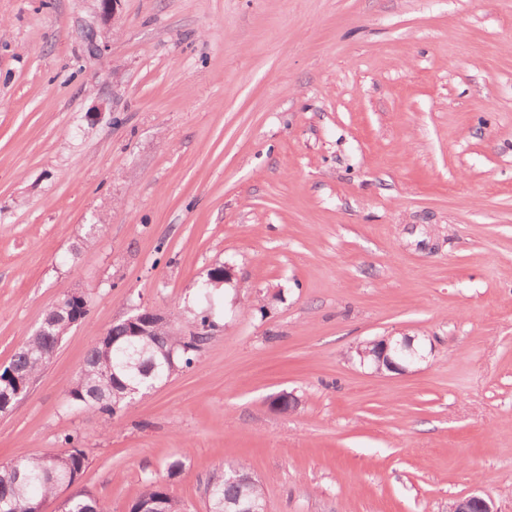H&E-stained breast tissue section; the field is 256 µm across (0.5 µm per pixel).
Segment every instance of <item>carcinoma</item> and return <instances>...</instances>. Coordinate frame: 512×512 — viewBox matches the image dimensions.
I'll return each instance as SVG.
<instances>
[{
    "label": "carcinoma",
    "instance_id": "1",
    "mask_svg": "<svg viewBox=\"0 0 512 512\" xmlns=\"http://www.w3.org/2000/svg\"><path fill=\"white\" fill-rule=\"evenodd\" d=\"M224 285V266L211 269L204 280L202 295ZM89 301L65 297L45 315V331L33 333L0 370V410H12L5 394L37 377L50 363V356L74 325L86 318ZM208 337L174 336L169 328L150 322L136 329L119 321L105 332V338L94 343L87 352L75 381L66 389L69 404L88 412L112 416L130 400L147 395L173 373L192 364ZM65 445L59 453L48 456H20L0 465V512H36L38 504L61 492L67 481L72 493L63 501L62 512H110V509L87 489L79 486L88 455L80 439L73 434L62 438ZM236 472L250 475L242 463L229 465L224 474L215 475L207 484L209 512L233 510V504L244 499L265 502L258 481L229 483L225 476ZM159 506L162 512H184L183 505L168 491L160 479L146 481L144 490L132 503L129 512H139L145 505Z\"/></svg>",
    "mask_w": 512,
    "mask_h": 512
}]
</instances>
